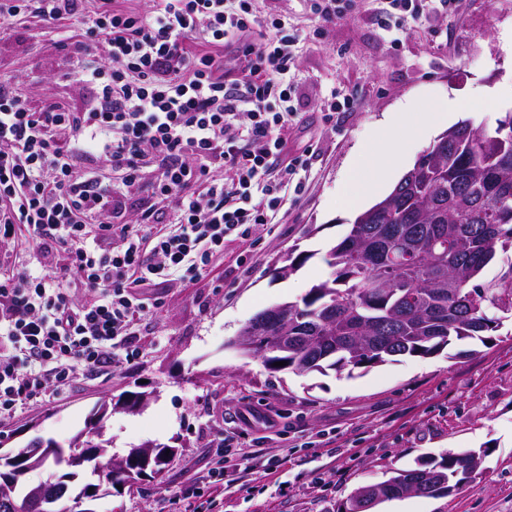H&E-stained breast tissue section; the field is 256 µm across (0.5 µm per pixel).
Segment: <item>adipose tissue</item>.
I'll return each instance as SVG.
<instances>
[{
	"instance_id": "1",
	"label": "adipose tissue",
	"mask_w": 512,
	"mask_h": 512,
	"mask_svg": "<svg viewBox=\"0 0 512 512\" xmlns=\"http://www.w3.org/2000/svg\"><path fill=\"white\" fill-rule=\"evenodd\" d=\"M448 119V106L441 102L419 113L404 138L396 139L391 133H383L373 156L355 159L348 168L343 185L345 208L357 210L367 200L375 197L405 163L407 140L413 139L423 128L445 124Z\"/></svg>"
}]
</instances>
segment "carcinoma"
Here are the masks:
<instances>
[{
    "label": "carcinoma",
    "instance_id": "carcinoma-1",
    "mask_svg": "<svg viewBox=\"0 0 512 512\" xmlns=\"http://www.w3.org/2000/svg\"><path fill=\"white\" fill-rule=\"evenodd\" d=\"M512 247V112L490 131L463 122L440 135L393 190L360 212L349 232L328 249L329 276L296 301L272 305L300 343L284 352L243 349L274 371L320 374L382 365L398 356L431 355L456 341L487 344L505 316L512 315V265L494 284L480 281L498 251ZM312 258L289 251L278 275L285 279ZM286 365L280 366L278 362ZM70 447L38 461L27 447L13 450L19 462L0 458V485L11 484L13 504L0 512H26L27 474L52 462L68 471L48 482L59 499L51 512H81L68 481L89 465L113 480L130 482L161 472L168 447L156 445L148 469L125 470L109 457L112 438L99 440L103 453L85 456ZM486 451L450 449L427 454L415 468L396 470L388 481L437 497L464 485L465 472Z\"/></svg>",
    "mask_w": 512,
    "mask_h": 512
}]
</instances>
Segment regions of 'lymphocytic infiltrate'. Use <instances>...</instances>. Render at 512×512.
Here are the masks:
<instances>
[{
    "label": "lymphocytic infiltrate",
    "mask_w": 512,
    "mask_h": 512,
    "mask_svg": "<svg viewBox=\"0 0 512 512\" xmlns=\"http://www.w3.org/2000/svg\"><path fill=\"white\" fill-rule=\"evenodd\" d=\"M303 2L317 39L361 0ZM384 2L374 22L393 47L426 10L453 17L460 5ZM31 18L55 27L75 60L71 80L96 97L75 112L0 89V240L27 234L40 257L37 268L0 273V419L77 372L120 366L150 311L147 288L201 276L226 242L271 222L310 165L282 135L297 99L287 16L260 13L254 0H153L147 10L135 0H0V27ZM263 28L272 39L256 40ZM151 164L150 201L136 223H120ZM71 278L92 302L75 303Z\"/></svg>",
    "instance_id": "1"
}]
</instances>
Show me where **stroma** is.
<instances>
[{"mask_svg":"<svg viewBox=\"0 0 512 512\" xmlns=\"http://www.w3.org/2000/svg\"><path fill=\"white\" fill-rule=\"evenodd\" d=\"M455 19L432 13L390 48L372 22L375 0L352 20L309 40L314 22L300 0H259L258 10L287 14L299 37L297 114L284 130L290 147L312 149L305 191L277 223L256 226L249 241L226 245L200 279L148 291L154 306L139 325L130 365L76 374L41 402L17 410L0 433L13 447L34 438L67 446L104 397L150 394L147 407L114 411L111 452L121 457L152 442L174 447L162 474L111 488L106 472L85 469L75 485H99L94 512H337L356 488L413 467L426 453L485 450L481 473L440 497L392 499L374 512H512V317L486 345L461 341L428 356L398 357L353 372L297 376L241 356L232 341L259 311L300 299L329 273L325 252L348 232L343 181L358 149L390 112H418L452 100L456 122L494 129L512 110V0H462ZM70 52L37 23L0 30V78L31 107L54 99L84 110L95 92L68 81ZM357 98L338 126L319 108L331 93ZM316 234H308L309 225ZM308 261L276 278L289 249ZM250 409L253 427L240 422ZM278 418L274 428L266 417ZM244 456L234 482L181 499L205 475L226 433Z\"/></svg>","mask_w":512,"mask_h":512,"instance_id":"stroma-1","label":"stroma"}]
</instances>
